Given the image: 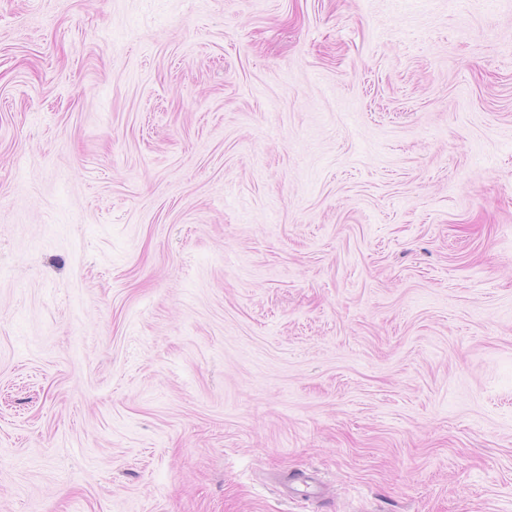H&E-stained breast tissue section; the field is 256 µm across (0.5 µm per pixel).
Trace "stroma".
<instances>
[{"mask_svg":"<svg viewBox=\"0 0 512 512\" xmlns=\"http://www.w3.org/2000/svg\"><path fill=\"white\" fill-rule=\"evenodd\" d=\"M0 512H512V0H0Z\"/></svg>","mask_w":512,"mask_h":512,"instance_id":"1","label":"stroma"}]
</instances>
